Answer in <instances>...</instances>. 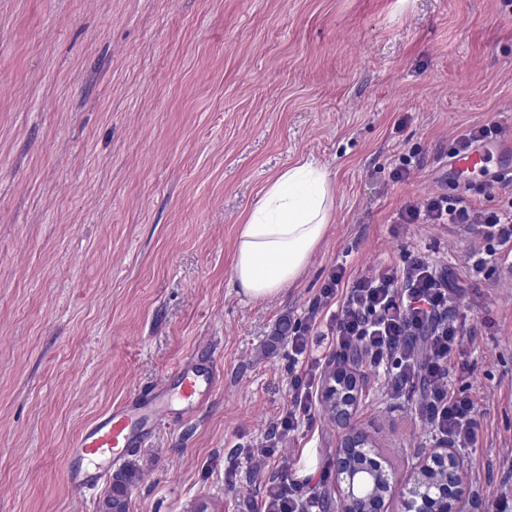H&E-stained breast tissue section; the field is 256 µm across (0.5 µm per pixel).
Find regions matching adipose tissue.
<instances>
[{
    "mask_svg": "<svg viewBox=\"0 0 512 512\" xmlns=\"http://www.w3.org/2000/svg\"><path fill=\"white\" fill-rule=\"evenodd\" d=\"M332 217L327 172L313 161L289 163L270 179L236 240L231 280L252 299L280 294L301 276Z\"/></svg>",
    "mask_w": 512,
    "mask_h": 512,
    "instance_id": "obj_1",
    "label": "adipose tissue"
}]
</instances>
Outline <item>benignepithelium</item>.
Wrapping results in <instances>:
<instances>
[{
  "label": "benign epithelium",
  "instance_id": "obj_1",
  "mask_svg": "<svg viewBox=\"0 0 512 512\" xmlns=\"http://www.w3.org/2000/svg\"><path fill=\"white\" fill-rule=\"evenodd\" d=\"M364 389L356 367L342 361L328 370L322 389L327 410L347 432L337 451L336 479L341 491V512H384L396 495V485L384 465L370 467L367 454L375 453L370 436L351 424ZM463 459L448 443L424 456L405 483L403 512H458L468 491Z\"/></svg>",
  "mask_w": 512,
  "mask_h": 512
}]
</instances>
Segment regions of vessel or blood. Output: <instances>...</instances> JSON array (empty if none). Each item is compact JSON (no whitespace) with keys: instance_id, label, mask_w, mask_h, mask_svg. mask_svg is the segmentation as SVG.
Returning <instances> with one entry per match:
<instances>
[{"instance_id":"obj_1","label":"vessel or blood","mask_w":512,"mask_h":512,"mask_svg":"<svg viewBox=\"0 0 512 512\" xmlns=\"http://www.w3.org/2000/svg\"><path fill=\"white\" fill-rule=\"evenodd\" d=\"M479 171L483 187L512 180V139L497 138L449 158L448 177ZM216 386L212 365L181 363L152 388L112 406L84 426L67 450V479L79 490L99 485L112 467L143 447L156 426L195 413Z\"/></svg>"}]
</instances>
